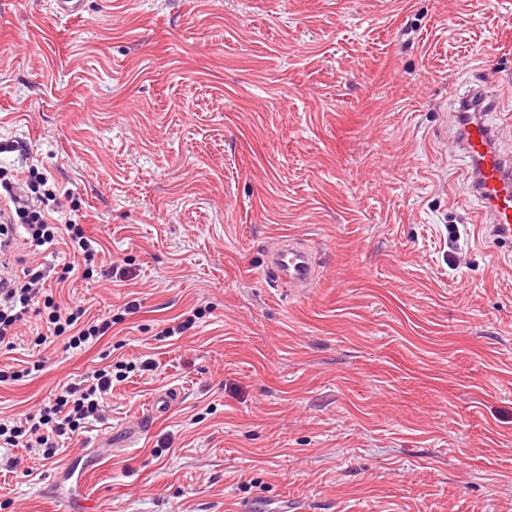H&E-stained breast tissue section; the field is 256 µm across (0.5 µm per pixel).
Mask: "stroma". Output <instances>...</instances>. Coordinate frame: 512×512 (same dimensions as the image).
I'll return each mask as SVG.
<instances>
[{"instance_id": "35a3bbf8", "label": "stroma", "mask_w": 512, "mask_h": 512, "mask_svg": "<svg viewBox=\"0 0 512 512\" xmlns=\"http://www.w3.org/2000/svg\"><path fill=\"white\" fill-rule=\"evenodd\" d=\"M482 81L512 124V0H0V167L102 245L55 302L114 320L68 350L29 313L0 370L39 369L0 382V418L135 366L55 458L0 447V512H57L43 482L77 456L98 512H512V247L452 135ZM285 236L323 272L304 299L262 274ZM13 237L10 274L70 261ZM177 399V394L170 390H165L156 396L152 401L150 413L137 418L135 421L129 423L125 427L124 439L120 442H113L114 448H103L105 452H118L120 450H127L128 448H135L140 444L143 436L151 429L155 417L163 414L169 409Z\"/></svg>"}]
</instances>
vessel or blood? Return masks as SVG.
<instances>
[{
  "label": "vessel or blood",
  "mask_w": 512,
  "mask_h": 512,
  "mask_svg": "<svg viewBox=\"0 0 512 512\" xmlns=\"http://www.w3.org/2000/svg\"><path fill=\"white\" fill-rule=\"evenodd\" d=\"M471 93L480 101L478 110L465 123L459 124L455 140L474 171L470 192L483 206L486 235L495 241L512 244V156L503 155L497 146L500 132L488 120L493 103L485 89L475 87ZM266 271L292 298L305 297L319 276L311 250L290 236L281 238L270 253ZM176 399V394L168 390L156 396L149 414L126 426L125 436L115 443V450L140 444L154 418L169 409Z\"/></svg>",
  "instance_id": "1"
}]
</instances>
